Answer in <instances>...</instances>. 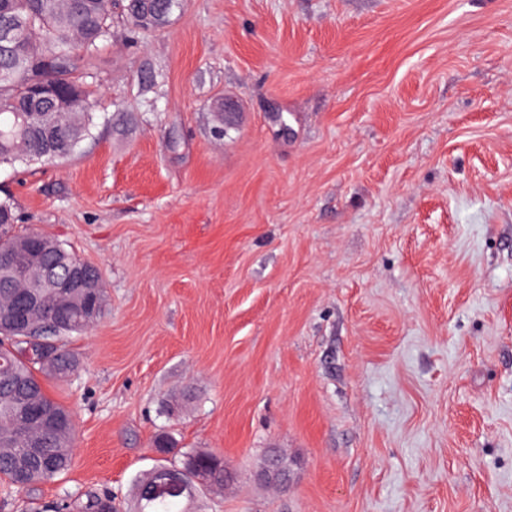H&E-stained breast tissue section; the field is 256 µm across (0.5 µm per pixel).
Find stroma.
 <instances>
[{"label":"stroma","mask_w":512,"mask_h":512,"mask_svg":"<svg viewBox=\"0 0 512 512\" xmlns=\"http://www.w3.org/2000/svg\"><path fill=\"white\" fill-rule=\"evenodd\" d=\"M92 73L74 154L0 167L104 290L45 382L73 466L5 512L195 450L191 512H512V0H183ZM281 459L288 467V463L282 457ZM281 459L278 456L268 458L256 472V479L260 482H274L275 485L288 484L290 472L283 466Z\"/></svg>","instance_id":"obj_1"}]
</instances>
